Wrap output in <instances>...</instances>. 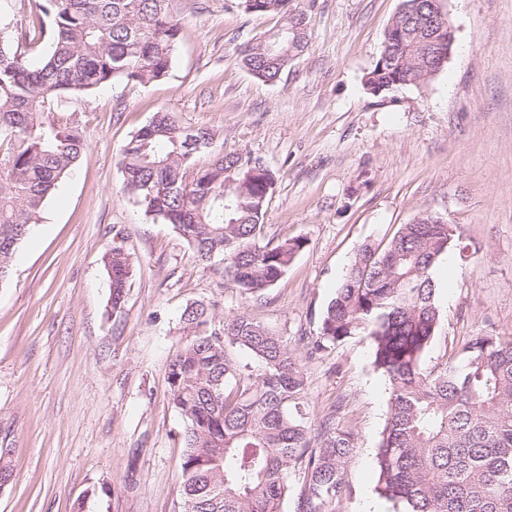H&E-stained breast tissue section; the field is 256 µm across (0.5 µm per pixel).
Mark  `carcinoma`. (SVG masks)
I'll return each mask as SVG.
<instances>
[{
	"instance_id": "carcinoma-1",
	"label": "carcinoma",
	"mask_w": 512,
	"mask_h": 512,
	"mask_svg": "<svg viewBox=\"0 0 512 512\" xmlns=\"http://www.w3.org/2000/svg\"><path fill=\"white\" fill-rule=\"evenodd\" d=\"M172 0H34L18 27L0 26V282L47 198L75 169L85 140L66 97L114 80L164 78L181 27ZM314 0H244L249 14L279 24L241 54L242 66L277 81L306 50ZM435 0H402L383 52L364 87L416 86L444 67ZM41 50L38 64L27 53ZM207 128L182 126L159 110L125 145L123 189L144 213L170 224L193 258L222 257L224 277L259 296L286 274L303 237L265 239L264 216L276 173L250 156L213 149ZM203 154L210 160L198 166ZM457 224L427 215L403 224L384 246L358 250L328 303L313 356L360 336L389 384L376 453L379 495L397 512H512V338L471 337L453 359L427 356L442 316L431 271L455 247ZM105 266L112 309L131 275L114 248ZM185 341L168 365L169 398L184 427L180 512H282L294 474L295 512H341L353 431L333 415L310 420L307 374L288 337L243 312L216 320L193 303L180 316ZM258 361L255 374L232 351Z\"/></svg>"
}]
</instances>
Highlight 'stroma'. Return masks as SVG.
I'll return each instance as SVG.
<instances>
[{
  "label": "stroma",
  "instance_id": "obj_1",
  "mask_svg": "<svg viewBox=\"0 0 512 512\" xmlns=\"http://www.w3.org/2000/svg\"><path fill=\"white\" fill-rule=\"evenodd\" d=\"M400 6L315 0L307 49L268 83L240 52L277 16L245 13L242 0H173L181 32L165 79L65 102L87 149L0 283V448L12 470L0 512H177L183 422L167 371L183 309L201 301L292 343L317 337L359 247L417 216L459 225L469 246L433 270L442 329L431 358L478 332L512 337V0H440L454 28L445 67L374 96L363 79ZM161 109L276 173L266 236L307 245L260 297L225 285L221 262L195 261L124 192L122 150ZM115 247L132 264L118 310L103 264ZM304 369L310 418L332 413L357 433L342 512H393L376 491L389 390L369 342L348 339Z\"/></svg>",
  "mask_w": 512,
  "mask_h": 512
}]
</instances>
